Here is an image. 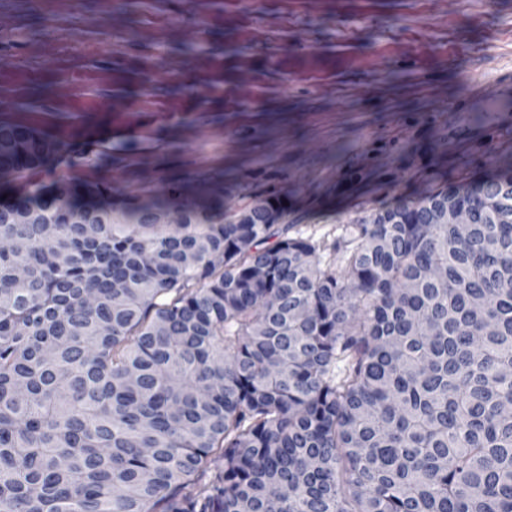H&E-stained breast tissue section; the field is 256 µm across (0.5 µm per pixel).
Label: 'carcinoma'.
<instances>
[{
	"instance_id": "obj_1",
	"label": "carcinoma",
	"mask_w": 512,
	"mask_h": 512,
	"mask_svg": "<svg viewBox=\"0 0 512 512\" xmlns=\"http://www.w3.org/2000/svg\"><path fill=\"white\" fill-rule=\"evenodd\" d=\"M71 158L0 121L1 180ZM511 176L347 225L338 264L282 192L226 221L220 184L149 212L106 183L17 190L0 512H512ZM462 203L465 237L435 223Z\"/></svg>"
}]
</instances>
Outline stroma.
Listing matches in <instances>:
<instances>
[{"label": "stroma", "mask_w": 512, "mask_h": 512, "mask_svg": "<svg viewBox=\"0 0 512 512\" xmlns=\"http://www.w3.org/2000/svg\"><path fill=\"white\" fill-rule=\"evenodd\" d=\"M512 0H12L0 120L83 157L37 182L113 202L224 185L288 193L322 246L396 198L512 165Z\"/></svg>", "instance_id": "obj_1"}]
</instances>
